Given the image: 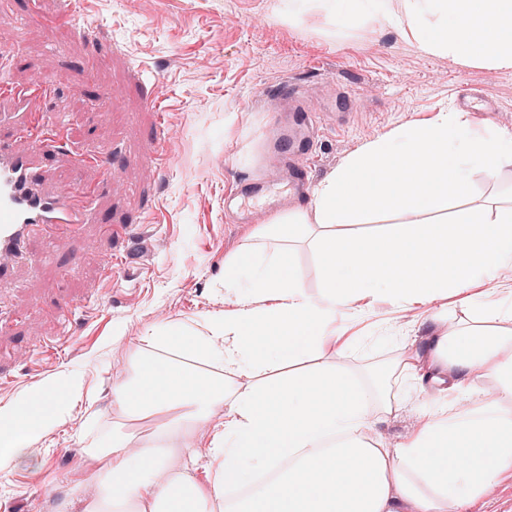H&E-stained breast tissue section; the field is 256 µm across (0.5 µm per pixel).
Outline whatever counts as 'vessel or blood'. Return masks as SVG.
I'll return each mask as SVG.
<instances>
[{"instance_id":"b4317fda","label":"vessel or blood","mask_w":512,"mask_h":512,"mask_svg":"<svg viewBox=\"0 0 512 512\" xmlns=\"http://www.w3.org/2000/svg\"><path fill=\"white\" fill-rule=\"evenodd\" d=\"M276 97L284 103L285 113L275 119V134L263 165L283 169L291 194L298 195L306 184L303 161L321 118L308 110L297 87L282 85ZM271 185V180L261 176L241 178L237 192L224 198L225 218L235 224L247 223L249 200L262 196ZM86 220L78 189L59 191L48 186L40 153L28 132L0 142V281L20 261L30 260L26 246L31 239L56 244L74 236Z\"/></svg>"}]
</instances>
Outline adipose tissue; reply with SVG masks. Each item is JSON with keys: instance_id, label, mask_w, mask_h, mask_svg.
<instances>
[{"instance_id": "obj_1", "label": "adipose tissue", "mask_w": 512, "mask_h": 512, "mask_svg": "<svg viewBox=\"0 0 512 512\" xmlns=\"http://www.w3.org/2000/svg\"><path fill=\"white\" fill-rule=\"evenodd\" d=\"M323 16L349 32L380 18L426 53L512 69V0H289L288 14ZM512 166V133L443 108L371 140L312 190L307 206L271 216L224 262L233 307L146 336L116 382L120 422L92 442L98 467L82 512H463L512 481V294L493 300L476 282L512 269V205L449 208L473 172L495 179ZM406 209L417 224L349 236L367 215ZM311 238L325 271L318 295L295 274L290 245ZM478 313L425 347H400L378 374L329 364L361 341L337 329L373 306L448 299ZM265 373L242 387L231 376ZM428 381L437 400L402 443L378 438L398 411V378ZM495 392L482 389V382ZM71 377L0 408V445L11 458L81 400ZM465 407H458V400ZM223 412L203 477L173 470L171 435ZM152 423L134 444L135 422ZM323 454L322 472L305 460ZM458 466H449V458Z\"/></svg>"}]
</instances>
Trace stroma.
Masks as SVG:
<instances>
[{
    "mask_svg": "<svg viewBox=\"0 0 512 512\" xmlns=\"http://www.w3.org/2000/svg\"><path fill=\"white\" fill-rule=\"evenodd\" d=\"M279 0H0V57L14 63L0 77L13 88L34 76L47 86L29 111L47 119L64 111L61 139L41 145L50 182L86 191L91 221L56 247L40 269L16 268L0 283V407L51 379L83 380L91 403L72 406L64 419L30 445L25 459L0 467V512H55L64 497L80 500L79 470L88 445L121 414L112 389L152 329L224 311V259L248 240L252 226L224 218V194L254 174L276 113L275 90L286 82L309 89L310 105L330 101L337 126L324 127L313 147L310 182L340 168L364 142L457 106L471 92L499 107L474 113L476 123L512 133V70L464 65L408 43L391 27L369 22L352 37L331 38L325 19L287 20ZM97 27L88 50L83 27ZM94 65L91 89L112 98L92 106L78 73ZM158 85L160 108L146 105ZM163 138H156L158 123ZM120 144L112 175L94 158ZM164 160H156L157 152ZM466 202L512 203V168L496 180L471 177ZM141 219L139 239L122 242L107 225ZM111 280H104L105 268ZM461 308L411 310L380 306L369 315L370 337L339 366L369 370L390 361L395 348L468 320ZM59 344L58 354L39 348ZM403 404L380 426L385 441L401 442L421 422L436 389L401 387ZM216 413L193 428L177 457L195 477L208 463Z\"/></svg>",
    "mask_w": 512,
    "mask_h": 512,
    "instance_id": "stroma-1",
    "label": "stroma"
}]
</instances>
